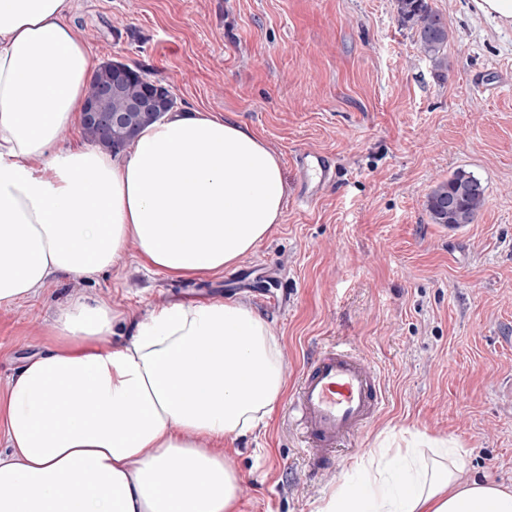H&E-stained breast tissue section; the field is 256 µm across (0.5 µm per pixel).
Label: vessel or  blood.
<instances>
[{"label":"vessel or blood","instance_id":"1","mask_svg":"<svg viewBox=\"0 0 512 512\" xmlns=\"http://www.w3.org/2000/svg\"><path fill=\"white\" fill-rule=\"evenodd\" d=\"M301 200L316 196L331 180L327 157L300 156ZM385 403L378 371L360 356L336 347L319 354L302 373L290 403V413L309 462L331 464L337 446L354 437L374 419Z\"/></svg>","mask_w":512,"mask_h":512}]
</instances>
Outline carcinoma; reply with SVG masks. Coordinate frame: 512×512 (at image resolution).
Masks as SVG:
<instances>
[{
    "instance_id": "1",
    "label": "carcinoma",
    "mask_w": 512,
    "mask_h": 512,
    "mask_svg": "<svg viewBox=\"0 0 512 512\" xmlns=\"http://www.w3.org/2000/svg\"><path fill=\"white\" fill-rule=\"evenodd\" d=\"M396 9L401 23L415 31L420 49L433 67H447L448 27L429 0H396ZM140 74V69H134L123 95L112 98V110L121 109L125 98L136 96L147 87ZM485 192L478 177L457 170L431 188L426 196V208L433 223L458 229L473 223L485 205Z\"/></svg>"
}]
</instances>
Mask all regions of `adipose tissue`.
I'll use <instances>...</instances> for the list:
<instances>
[{"instance_id": "ef3b65f1", "label": "adipose tissue", "mask_w": 512, "mask_h": 512, "mask_svg": "<svg viewBox=\"0 0 512 512\" xmlns=\"http://www.w3.org/2000/svg\"><path fill=\"white\" fill-rule=\"evenodd\" d=\"M70 0H0V305L55 275L140 260L173 276L230 268L280 223L278 152L231 118L177 114L129 152L60 142L97 69ZM51 346L0 399V512H238L224 455L275 409L284 363L265 318L238 300L170 303L133 320L71 298ZM111 340L101 350L102 340ZM358 461L319 512H512V490L468 475L464 449L428 443Z\"/></svg>"}]
</instances>
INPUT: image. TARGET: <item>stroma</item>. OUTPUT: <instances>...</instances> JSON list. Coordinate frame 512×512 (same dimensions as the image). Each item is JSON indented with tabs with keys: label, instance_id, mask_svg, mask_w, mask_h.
Instances as JSON below:
<instances>
[{
	"label": "stroma",
	"instance_id": "stroma-1",
	"mask_svg": "<svg viewBox=\"0 0 512 512\" xmlns=\"http://www.w3.org/2000/svg\"><path fill=\"white\" fill-rule=\"evenodd\" d=\"M448 25L435 71L394 0H71L98 62L162 80L180 111L234 116L280 154V224L220 274L174 279L124 261L87 279L56 276L0 306V396L74 294L135 319L187 298L243 299L269 323L294 387L330 343L379 371L386 404L330 469L311 465L280 402L227 436L239 512H318L355 462L422 434L455 440L473 478L512 488V27L471 0H430ZM320 153L333 180L298 198L295 158ZM473 172L486 204L473 224H433L425 197Z\"/></svg>",
	"mask_w": 512,
	"mask_h": 512
}]
</instances>
